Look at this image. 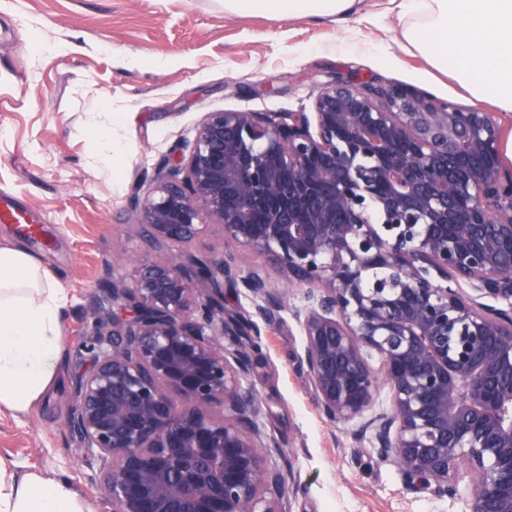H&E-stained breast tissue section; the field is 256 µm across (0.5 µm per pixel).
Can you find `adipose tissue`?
Here are the masks:
<instances>
[{"label":"adipose tissue","mask_w":512,"mask_h":512,"mask_svg":"<svg viewBox=\"0 0 512 512\" xmlns=\"http://www.w3.org/2000/svg\"><path fill=\"white\" fill-rule=\"evenodd\" d=\"M357 0H224L228 15L343 20ZM396 39L474 104L512 112V0H400ZM65 296L21 246L0 247V409L25 413L51 385L64 345ZM0 512H87L62 480L0 464Z\"/></svg>","instance_id":"adipose-tissue-1"}]
</instances>
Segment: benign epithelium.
I'll use <instances>...</instances> for the list:
<instances>
[{"instance_id":"obj_1","label":"benign epithelium","mask_w":512,"mask_h":512,"mask_svg":"<svg viewBox=\"0 0 512 512\" xmlns=\"http://www.w3.org/2000/svg\"><path fill=\"white\" fill-rule=\"evenodd\" d=\"M140 215L167 253L99 289L65 417L111 512H286L299 493L243 382L226 283L268 326L303 291L316 408L406 489L453 498L467 477L466 512H512V169L494 113L340 76L311 113L210 112ZM206 217L268 265L187 253Z\"/></svg>"}]
</instances>
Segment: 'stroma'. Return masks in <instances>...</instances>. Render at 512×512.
<instances>
[{
    "label": "stroma",
    "mask_w": 512,
    "mask_h": 512,
    "mask_svg": "<svg viewBox=\"0 0 512 512\" xmlns=\"http://www.w3.org/2000/svg\"><path fill=\"white\" fill-rule=\"evenodd\" d=\"M395 0H365L342 22L228 16L224 0H0V190L45 219L43 241L0 223V245H24L68 295L64 347L47 397L26 413L0 411V463L61 479L89 512L105 507L75 458L65 415L89 367L80 348L93 330L103 281H132L159 257L140 224L160 163L192 143L210 112H308L318 84L339 74L365 84H406L465 105L464 91L395 41ZM111 141L101 161L97 141ZM244 267L264 255L208 230L189 247ZM291 296L279 326H253L244 378L261 397L259 420L289 456L302 493L291 512H464L456 499L409 492L395 466L327 422L298 373L303 336Z\"/></svg>",
    "instance_id": "obj_1"
}]
</instances>
